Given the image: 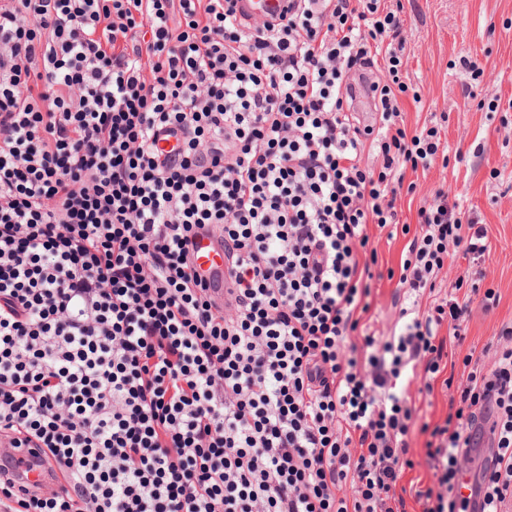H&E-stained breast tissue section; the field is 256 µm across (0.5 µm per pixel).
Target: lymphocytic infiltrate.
<instances>
[{
	"label": "lymphocytic infiltrate",
	"mask_w": 512,
	"mask_h": 512,
	"mask_svg": "<svg viewBox=\"0 0 512 512\" xmlns=\"http://www.w3.org/2000/svg\"><path fill=\"white\" fill-rule=\"evenodd\" d=\"M235 2L0 0V435L69 483L0 465V512H408L416 429L422 512H503L512 326L492 364L447 374L500 297L485 228L445 191L400 221L398 170L444 147L401 117L399 10L292 0L245 26ZM374 67L376 131L348 81ZM372 224L408 235L398 268ZM202 234L221 297L191 262ZM453 251L469 271L422 308ZM383 277L402 296L379 334ZM438 387L446 419L419 422L414 394ZM196 244L192 256L194 267L206 272L208 276L215 270L221 271L219 279L214 282V288H219L218 292L224 296V253L210 237L205 235L197 240ZM396 289L395 280H384L373 285L371 300L374 307L371 312L373 315L371 325L378 331H386L396 318L395 309L392 307V298ZM428 437L415 432L412 438L410 455L415 462L413 469L406 470L403 475L402 485L407 488L425 487L437 482L434 471L429 467L426 457L425 441Z\"/></svg>",
	"instance_id": "1"
}]
</instances>
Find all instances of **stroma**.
<instances>
[{
	"instance_id": "obj_1",
	"label": "stroma",
	"mask_w": 512,
	"mask_h": 512,
	"mask_svg": "<svg viewBox=\"0 0 512 512\" xmlns=\"http://www.w3.org/2000/svg\"><path fill=\"white\" fill-rule=\"evenodd\" d=\"M408 72L419 99L404 98L408 127L427 121L441 127L446 156L424 171L406 173L416 184L414 197L398 207L415 223L420 203L444 190L487 230L485 287L500 295L491 313L474 310L462 345L453 358L494 345L500 329L512 325V0H402ZM484 67L490 79L485 98L500 96L497 110L465 99L472 82L462 59Z\"/></svg>"
}]
</instances>
